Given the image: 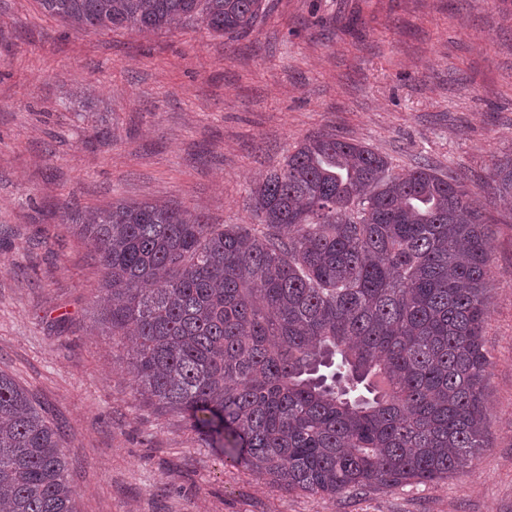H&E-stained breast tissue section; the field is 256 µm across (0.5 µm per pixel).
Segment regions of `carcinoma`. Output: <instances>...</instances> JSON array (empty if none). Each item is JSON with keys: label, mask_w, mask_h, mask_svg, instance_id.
I'll list each match as a JSON object with an SVG mask.
<instances>
[{"label": "carcinoma", "mask_w": 512, "mask_h": 512, "mask_svg": "<svg viewBox=\"0 0 512 512\" xmlns=\"http://www.w3.org/2000/svg\"><path fill=\"white\" fill-rule=\"evenodd\" d=\"M76 33H244L262 0H41ZM492 199L512 198V158ZM260 227L117 202L80 216L136 391L238 465L335 497L439 481L487 447L486 205L320 133L251 191ZM63 429L0 372V508L75 512Z\"/></svg>", "instance_id": "carcinoma-1"}]
</instances>
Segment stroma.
I'll return each mask as SVG.
<instances>
[{
  "label": "stroma",
  "mask_w": 512,
  "mask_h": 512,
  "mask_svg": "<svg viewBox=\"0 0 512 512\" xmlns=\"http://www.w3.org/2000/svg\"><path fill=\"white\" fill-rule=\"evenodd\" d=\"M246 33H77L0 0V371L64 427L76 512H512V204L494 233L488 447L439 482L334 498L234 465L136 393L98 323L74 214L118 201L252 224L251 187L300 140L453 170L477 197L512 157V0H263Z\"/></svg>",
  "instance_id": "stroma-1"
}]
</instances>
